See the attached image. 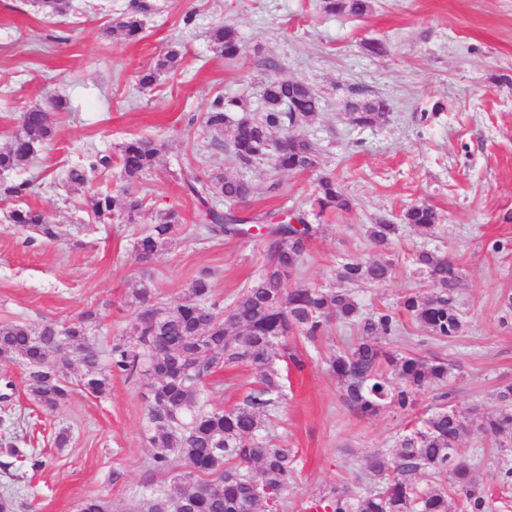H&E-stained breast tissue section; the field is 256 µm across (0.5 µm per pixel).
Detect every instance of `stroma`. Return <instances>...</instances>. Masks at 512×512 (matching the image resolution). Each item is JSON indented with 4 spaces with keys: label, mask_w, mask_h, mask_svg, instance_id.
Instances as JSON below:
<instances>
[{
    "label": "stroma",
    "mask_w": 512,
    "mask_h": 512,
    "mask_svg": "<svg viewBox=\"0 0 512 512\" xmlns=\"http://www.w3.org/2000/svg\"><path fill=\"white\" fill-rule=\"evenodd\" d=\"M130 0H72L65 13L49 16L35 0H0V147L32 105L66 102L54 112L55 137L33 164L0 171V323L31 328L53 319L69 322L94 310L89 343L102 367L110 365L114 336L133 316V288L147 283L159 298L178 302L200 270L211 273L216 299L231 305L263 270L261 237L200 240L197 198L182 189V172L204 177L240 175L257 191L244 213L300 210L322 225L309 244L292 285L342 288L336 270L346 259L389 261L391 278L351 291L364 316L396 310L407 293H430L412 255L429 250L455 259L461 271L456 293L465 325L454 341L432 338L408 315L385 341L387 347L423 358L448 360L447 386L433 385L417 398L413 413L387 408L359 417L341 398L340 387L322 362L323 354L356 339L360 331L327 326L303 371H284L287 396L277 404L267 431L271 445L298 452L299 464L276 512H303L309 499L348 485L374 486L362 467L372 451L393 454L412 416L424 415L450 392L459 410L495 411L498 388L512 384V0H373L368 15H330L321 0H157L133 41L109 34ZM192 24H185L186 15ZM233 24L243 47L232 61L216 53L209 31ZM384 52L369 55L366 41ZM174 42L182 65L161 74L152 89L138 77ZM308 81L325 102L316 119L301 128L316 141L318 172L288 173L277 196L263 194L269 160L240 169L214 148L202 115L218 96H244L260 103L268 71ZM378 95L392 104L381 126L352 125L347 99ZM141 136L162 146L158 165L135 187L143 208L134 216L98 220L89 197L112 190L119 166L100 174L93 186L65 188L59 173L84 154L118 155L122 143ZM335 176L353 207L316 214L311 197L318 174ZM28 183L22 198L7 186ZM427 203L442 216L433 235L400 224L388 249L375 247L367 230L376 217L398 219L407 207ZM41 209L47 223L61 226L50 240L12 224L18 207ZM178 208L185 222L177 240L152 263L136 261L134 241L158 211ZM10 404L0 403V442L17 435V445L44 460L43 468L8 462L0 452V496H13L17 512H78L89 496L103 498L116 512L154 489L176 492L170 475L151 467L153 448L145 433L146 409L138 383L112 376L107 393L74 391L58 412L41 409L25 390L22 366H13ZM258 371L242 364L214 372L208 400L215 407L240 403L256 386ZM68 442L57 446L59 432ZM460 448L476 483L503 497L498 452L471 420Z\"/></svg>",
    "instance_id": "35a3bbf8"
}]
</instances>
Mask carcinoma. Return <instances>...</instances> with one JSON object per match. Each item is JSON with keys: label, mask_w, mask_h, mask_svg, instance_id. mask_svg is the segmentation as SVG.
I'll use <instances>...</instances> for the list:
<instances>
[{"label": "carcinoma", "mask_w": 512, "mask_h": 512, "mask_svg": "<svg viewBox=\"0 0 512 512\" xmlns=\"http://www.w3.org/2000/svg\"><path fill=\"white\" fill-rule=\"evenodd\" d=\"M322 8L330 15L362 17L372 6L371 0H322ZM149 10L147 4L131 6L116 28L129 39L138 38ZM210 38L225 59L239 55L241 42L234 27L214 26ZM181 58L180 46L169 47L152 67L141 72L140 88L149 89L160 73L177 70ZM262 97L263 106L255 113L245 98L218 96L204 113L203 122L215 135L212 145L227 151L240 166L248 167L266 155L272 157L264 192L273 195L281 185L280 174L319 167L320 149L298 133L297 127L318 116L324 103L301 79L270 77ZM344 109L349 121L358 127L381 125L391 112L390 104L381 98L351 99ZM235 112L245 116L235 120L231 117ZM54 134L46 108L26 109L20 115L19 131L0 149V170L28 166L38 148L49 144ZM120 152L122 185L91 197L100 219L117 211L133 213L142 208L143 200L135 195L133 186L154 167L161 149L155 140L141 137L124 143ZM111 165L110 155L89 153L68 170L65 181L85 186ZM182 182L189 195L203 204L198 219L206 239L245 236L263 219L237 208L256 193V187L242 177L212 174L203 180L190 173ZM208 196L224 199L226 209L207 206ZM351 206L336 177L317 178L313 208L324 213L348 211ZM9 218L46 238L59 235L57 226L46 223L43 212L33 207L15 209ZM296 219L304 224L301 236L290 225L270 228L272 239L267 241L268 260L263 272L227 310L214 299L207 271L199 272L177 303L159 300L145 284L136 289L131 294L134 316L124 332L112 339L107 374L87 340L89 324L98 319L94 312H85L68 324L46 320L37 331L22 322L0 325V365L24 366L27 393L48 412L60 410L71 398L73 389L64 377L69 353L77 354L83 366L79 379L82 389L98 396L107 392L112 374L144 384L149 371L155 372L152 388L142 393L148 440L156 448L152 466L163 473L178 471L175 479L183 489L175 498L161 488L152 491L139 512H259L262 507L277 508L297 462L295 449L273 446L264 435L270 412L285 397L279 362L304 369L306 360L297 348V339L314 343L333 321L362 330L357 341L328 360L329 372L343 389L344 403L356 415L373 416L390 406L407 410L425 387L448 382L447 360L422 359L383 345L382 340L396 330L395 313L365 317L357 299L345 289L286 287L278 277V267L298 270L308 241L316 233L306 214L299 212ZM401 221L428 236L439 224L440 214L431 205L414 204L403 211ZM182 223L184 218L174 207L158 212L156 222L135 242V259L146 264L163 254ZM396 230L389 219L380 218L370 225L368 236L375 246L385 248ZM414 265L428 276L434 292L428 297L416 292L405 295L399 312L409 315L438 340L459 336L463 320L454 299L461 279L457 263L421 251L415 255ZM392 272L390 262L349 259L340 265L336 276L349 284L382 283ZM240 363L258 370L256 388L239 405L209 406L203 394L205 378ZM497 400L500 409L482 416L480 426L501 448V483L511 487V384L499 389ZM466 432V413L453 406L442 407L403 436L395 455L374 453L367 457L364 469L381 480L380 488L357 493L343 486L322 500L331 512H448L451 490L458 498L460 512H494V502L472 480L471 466L459 453L458 444ZM252 468L256 470L254 477L246 473ZM418 474H446L450 489L423 488L416 481Z\"/></svg>", "instance_id": "1"}]
</instances>
